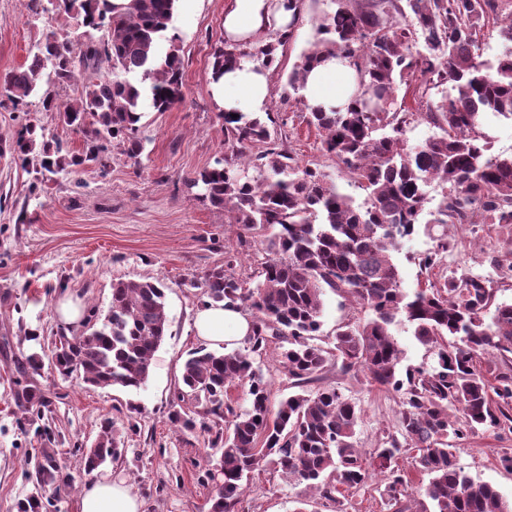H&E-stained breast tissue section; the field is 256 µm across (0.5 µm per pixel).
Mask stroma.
<instances>
[{"instance_id": "1", "label": "stroma", "mask_w": 512, "mask_h": 512, "mask_svg": "<svg viewBox=\"0 0 512 512\" xmlns=\"http://www.w3.org/2000/svg\"><path fill=\"white\" fill-rule=\"evenodd\" d=\"M226 0H178L171 35L184 64L185 98L166 112L146 109L141 120L144 150L139 162L129 161L120 147L112 149L108 172L88 165L77 173L46 184H35L20 161L0 157V337L11 348L0 349V512H19L31 487L24 434L29 423L14 397L11 352L19 351L22 330L44 336L75 335L79 326L64 327L55 312L57 300L69 294L81 306L107 311L114 281L157 279L166 286L169 327L156 352L150 377L137 391L94 388L80 379L67 381L43 370L39 382L54 404V426L68 444L58 456L72 476L57 491L58 512H78L80 494L93 480L85 473L75 444L90 445L100 422L110 417L126 422L136 415L137 432L127 435L125 461L103 468V475L129 485L144 503V512H211L213 484L204 483L208 469L203 436H184L167 420L168 403L181 365L200 346L193 318L201 292L184 282L223 263L226 246L238 248V274L256 285L265 258L260 245L238 240V230L223 211L203 202L190 181L210 166L224 146V122L209 81L212 53L224 43ZM307 10L296 39L285 48L279 72L269 75V110L274 128L300 164L317 163L330 182L363 201L365 193L346 177L335 158L323 152L321 134L306 121L303 105L285 101L286 76L315 37L313 18L330 10L329 0H306ZM82 33L64 14L33 16L27 0H0V77L29 63L37 45L50 33ZM47 136L81 150L78 135L62 125L56 113L41 111L37 97L14 102L0 90V137L14 134L27 122ZM503 231L496 224H452L449 239L457 243L440 271L472 273L493 279L496 299L512 301V271L495 269L491 260ZM433 246L425 229L407 241L395 259L402 286L417 288L426 279L420 255ZM321 329L316 341L331 348L340 326L357 309L351 299L332 289L322 295ZM323 385H332L361 411L355 442L371 453L388 435L400 432V393L374 382L366 374L350 376L328 365ZM512 453V430L481 428L457 446L455 454L465 474L497 488L512 502V472L499 457ZM383 475H373L367 488L342 492L339 500L325 498L305 484L266 467L255 471L240 497L237 512H395L384 494Z\"/></svg>"}]
</instances>
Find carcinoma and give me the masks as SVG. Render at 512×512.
<instances>
[{
  "label": "carcinoma",
  "instance_id": "carcinoma-1",
  "mask_svg": "<svg viewBox=\"0 0 512 512\" xmlns=\"http://www.w3.org/2000/svg\"><path fill=\"white\" fill-rule=\"evenodd\" d=\"M32 12L63 11L83 28L106 38L76 42L54 35L33 52L28 65L8 73L3 88L25 101L40 95L42 110L82 137L78 153L47 139L30 123L4 140L0 155L32 168L42 181L70 174L84 164L110 167L112 143L137 160L143 151V102L166 112L184 100L183 61L168 36L177 0H31ZM505 0H333L335 9L314 21L316 39L288 73L289 90L303 100L306 75L323 53L348 60L358 94L346 111H309L321 147L367 192L358 204L326 181L318 168L301 166L259 117L221 113L226 152L199 173L192 186L230 215L241 234L265 246L255 287L236 276L239 252L224 248V264L188 287L202 289V304L250 312L244 347L219 352L201 345L189 352L177 378L168 418L186 434L200 430L207 447L220 452L222 485L212 512H235L251 474L266 462L299 483L329 496L337 487L361 489L375 473L388 476L385 492L396 512H512L489 483L464 474L455 443L480 427L512 429V302H495L492 281L481 275H450L443 283L408 291L394 253L412 237L428 203L426 187L441 188L428 223L442 228L420 259L426 273L454 248L450 224H498L512 230V155L488 154L480 130L484 114L512 118V52L492 64L481 60L483 30L498 23ZM295 26L272 41L241 49L218 46L215 78L224 65L259 62L276 71L279 48L295 39ZM168 46H163V43ZM107 65L78 98L59 102L42 85L68 84L89 69ZM453 83L454 93L435 101L431 90ZM411 93L416 108L398 97ZM421 116L440 130L410 147L407 124ZM255 174H249V171ZM349 294L368 312L336 329V362L345 373H366L402 393V437L389 435L371 458L355 448L360 410L335 387L296 393L271 411L269 384L254 366L272 343L281 345L280 365L303 387L321 378L330 352L314 343L321 328L324 288ZM165 285L158 280L112 283L106 314L92 307L78 335L48 340L28 331L39 350L18 359L15 399L28 413L44 416L50 400L35 380L49 364L63 379L76 374L100 387L139 389L167 334ZM493 310L490 319L485 313ZM405 321L419 344L432 351L431 368L400 372L402 350L392 327ZM247 387L250 406L237 413L228 389ZM463 422L453 419L452 410ZM35 492L21 512H43L47 489L68 484L56 459V437L37 428ZM123 432L109 418L100 422L93 446L83 452L91 474L106 461L124 458ZM415 448L418 470L430 476L417 507L398 459Z\"/></svg>",
  "mask_w": 512,
  "mask_h": 512
}]
</instances>
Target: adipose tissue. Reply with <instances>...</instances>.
I'll use <instances>...</instances> for the list:
<instances>
[{
    "mask_svg": "<svg viewBox=\"0 0 512 512\" xmlns=\"http://www.w3.org/2000/svg\"><path fill=\"white\" fill-rule=\"evenodd\" d=\"M293 13L288 0H227L224 34L229 43L254 44L265 39L270 29L287 27ZM355 85V73L348 61L332 55L308 74L303 96L312 108L343 109L352 102ZM212 90L222 111L251 118L267 110L268 73L260 65L243 63L225 71ZM195 329L210 345L231 347L248 335L250 319L239 310L208 305L198 309ZM141 507V501L126 484L104 478L83 488L78 512H140Z\"/></svg>",
    "mask_w": 512,
    "mask_h": 512,
    "instance_id": "ef3b65f1",
    "label": "adipose tissue"
}]
</instances>
